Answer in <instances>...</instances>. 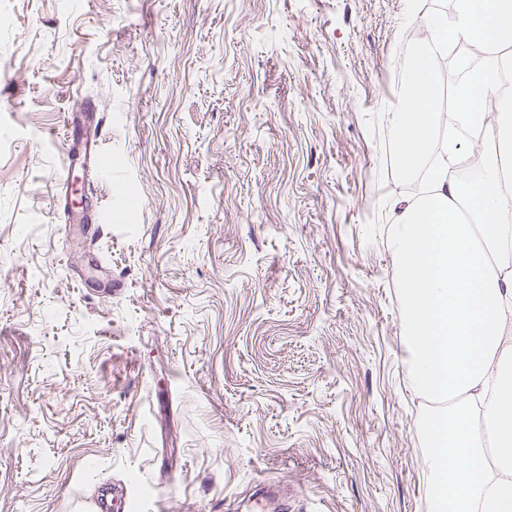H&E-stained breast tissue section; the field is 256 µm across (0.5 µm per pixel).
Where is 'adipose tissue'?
Here are the masks:
<instances>
[{
    "label": "adipose tissue",
    "instance_id": "ef3b65f1",
    "mask_svg": "<svg viewBox=\"0 0 512 512\" xmlns=\"http://www.w3.org/2000/svg\"><path fill=\"white\" fill-rule=\"evenodd\" d=\"M451 35L481 59L455 96L457 118L480 134L449 137L431 194L396 202L391 245L412 385L453 402L424 428L434 512H512V89L495 54L512 46V0H458ZM410 84L390 115L405 174L442 121L431 68L413 70ZM474 152L477 181L449 180V159Z\"/></svg>",
    "mask_w": 512,
    "mask_h": 512
}]
</instances>
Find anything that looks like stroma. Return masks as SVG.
Returning <instances> with one entry per match:
<instances>
[{
  "label": "stroma",
  "instance_id": "obj_1",
  "mask_svg": "<svg viewBox=\"0 0 512 512\" xmlns=\"http://www.w3.org/2000/svg\"><path fill=\"white\" fill-rule=\"evenodd\" d=\"M448 3L0 0V512H431L386 114Z\"/></svg>",
  "mask_w": 512,
  "mask_h": 512
}]
</instances>
